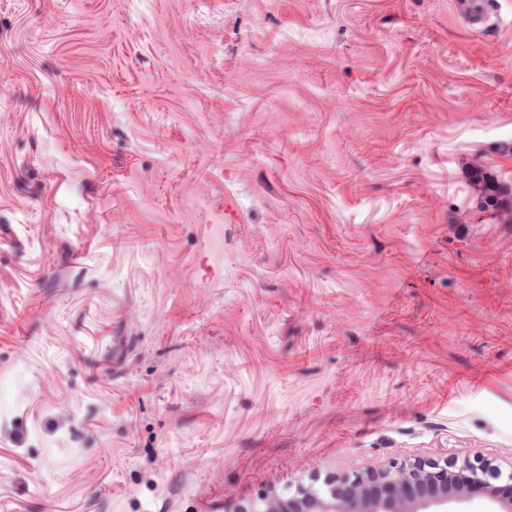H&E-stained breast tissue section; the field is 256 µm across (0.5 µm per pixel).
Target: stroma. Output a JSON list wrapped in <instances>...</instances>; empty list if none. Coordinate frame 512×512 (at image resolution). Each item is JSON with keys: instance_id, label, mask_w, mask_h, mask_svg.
Wrapping results in <instances>:
<instances>
[{"instance_id": "obj_1", "label": "stroma", "mask_w": 512, "mask_h": 512, "mask_svg": "<svg viewBox=\"0 0 512 512\" xmlns=\"http://www.w3.org/2000/svg\"><path fill=\"white\" fill-rule=\"evenodd\" d=\"M464 2L0 0V512L512 470V0Z\"/></svg>"}]
</instances>
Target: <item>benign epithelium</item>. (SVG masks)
I'll list each match as a JSON object with an SVG mask.
<instances>
[{
  "instance_id": "7a95c632",
  "label": "benign epithelium",
  "mask_w": 512,
  "mask_h": 512,
  "mask_svg": "<svg viewBox=\"0 0 512 512\" xmlns=\"http://www.w3.org/2000/svg\"><path fill=\"white\" fill-rule=\"evenodd\" d=\"M365 499L380 512H393L404 499L422 501L433 512H445L449 503L464 499L511 503L512 470L505 474L482 459L461 465L424 458L392 461L366 472L334 475L322 491L298 487L277 499L275 512H329L335 502L361 512Z\"/></svg>"
}]
</instances>
